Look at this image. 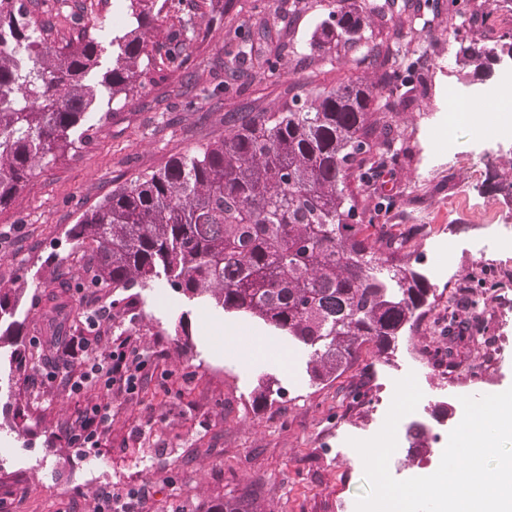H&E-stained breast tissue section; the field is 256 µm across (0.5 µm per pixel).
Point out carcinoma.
Returning <instances> with one entry per match:
<instances>
[{
    "instance_id": "cac0c4a2",
    "label": "carcinoma",
    "mask_w": 512,
    "mask_h": 512,
    "mask_svg": "<svg viewBox=\"0 0 512 512\" xmlns=\"http://www.w3.org/2000/svg\"><path fill=\"white\" fill-rule=\"evenodd\" d=\"M338 2L319 27V46L353 53L379 72L382 86L413 98L415 62L400 50L402 29L386 25L431 8L429 0ZM197 7L196 0H128L129 23L112 39V69L99 76L94 39L52 46L50 23L35 17L26 0H0V207L43 161L74 154L90 140V114L103 122L111 116L104 107L138 91L148 34L165 10L179 27L159 64L182 66L197 36ZM459 55L482 74L495 58L471 46ZM224 57L231 73L278 70L279 59L257 54L250 39L225 46ZM375 100L372 89L353 82L290 86L281 110L248 115L223 138L116 186L66 231L73 248L90 255L84 276L59 287L126 291L164 279L190 300L288 337L306 353V371L318 384L341 376L367 342L381 352L394 348L431 305L432 284L410 263L392 259L398 242L386 241L387 256L369 244L363 227L374 216L348 192L351 177H377L385 160L374 157L393 142L373 140ZM25 294L0 288V348H11V376L43 362L42 353L27 352L15 339ZM49 321L58 337L84 332L62 305ZM485 333L476 318L452 314L439 327L442 346L434 357L452 368L458 347Z\"/></svg>"
}]
</instances>
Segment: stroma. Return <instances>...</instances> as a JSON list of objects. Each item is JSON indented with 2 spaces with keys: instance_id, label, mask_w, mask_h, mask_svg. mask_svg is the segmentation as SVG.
I'll use <instances>...</instances> for the list:
<instances>
[{
  "instance_id": "stroma-1",
  "label": "stroma",
  "mask_w": 512,
  "mask_h": 512,
  "mask_svg": "<svg viewBox=\"0 0 512 512\" xmlns=\"http://www.w3.org/2000/svg\"><path fill=\"white\" fill-rule=\"evenodd\" d=\"M270 3L234 0L227 11L221 0H203L195 17L199 37L183 67L149 68L141 92L115 103L89 144L75 157L38 168L15 201L0 207V286L26 291L19 314L25 344L48 349L46 313L61 300L78 318L89 306L109 310L89 336V356L104 355L113 339L129 336L148 363L142 390L113 401L106 444L83 450L59 434L102 393L90 387L69 394L46 384L41 370L15 376L9 392L0 393V448L7 452L0 460V497L8 499L10 512H92L102 492L130 488L141 492L134 512H210L227 499L245 500L249 512H356L363 461L338 449L336 435L371 425L373 403L404 357L421 360L416 380L422 404L430 407L512 387V321L503 329L508 341L495 367H487L481 344L461 345L458 366L444 377L433 359L440 344L436 322L477 281L483 284L482 316L490 318L498 301L494 268L512 265V141L484 142L459 128L457 161L448 167L434 159L426 130L450 110L448 82L494 84V77L476 76L458 62L455 51L463 43L500 49L499 18L512 15V0H466L468 11L482 16L475 24L449 12L450 0L422 14L425 94L385 115L399 157L379 179L351 185L365 209L384 197L393 200L366 233L401 242V258L417 261L434 239L458 243L447 260V279L433 282L429 311L392 354L364 344L344 374L315 384L301 361L292 367L244 364L234 341L218 339V328L264 337L270 329L190 302L165 281L117 294L60 288L62 279L80 274L66 231L81 214L115 186L222 138L225 113L274 111L295 83H376L377 72L344 54L321 56L312 35L328 12L327 0H302V15L293 21L275 16ZM44 7L52 12L57 42L86 30L102 49L101 69L111 67L112 39L126 26L123 0H46ZM262 17L269 24L261 48L279 56L283 68L273 75L249 71L236 84L224 73V45L252 36ZM482 232L489 244L484 258L467 250L472 235ZM265 376L280 392L260 401L256 392Z\"/></svg>"
}]
</instances>
